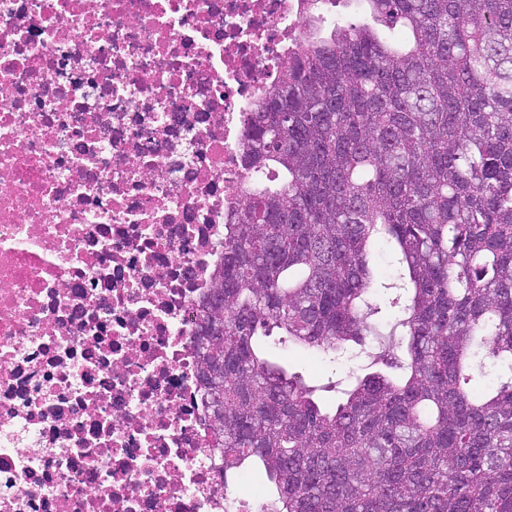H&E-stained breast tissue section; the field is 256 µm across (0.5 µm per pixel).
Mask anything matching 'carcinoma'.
I'll list each match as a JSON object with an SVG mask.
<instances>
[{
	"mask_svg": "<svg viewBox=\"0 0 512 512\" xmlns=\"http://www.w3.org/2000/svg\"><path fill=\"white\" fill-rule=\"evenodd\" d=\"M308 22L245 123L247 201L200 305L224 473L270 512H512V0H343ZM406 290L374 322L371 263ZM372 336L402 372L327 411L256 344Z\"/></svg>",
	"mask_w": 512,
	"mask_h": 512,
	"instance_id": "obj_1",
	"label": "carcinoma"
}]
</instances>
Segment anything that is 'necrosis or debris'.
I'll return each mask as SVG.
<instances>
[{"mask_svg":"<svg viewBox=\"0 0 512 512\" xmlns=\"http://www.w3.org/2000/svg\"><path fill=\"white\" fill-rule=\"evenodd\" d=\"M306 0H0V512H266L198 305Z\"/></svg>","mask_w":512,"mask_h":512,"instance_id":"4bbe7bcc","label":"necrosis or debris"}]
</instances>
